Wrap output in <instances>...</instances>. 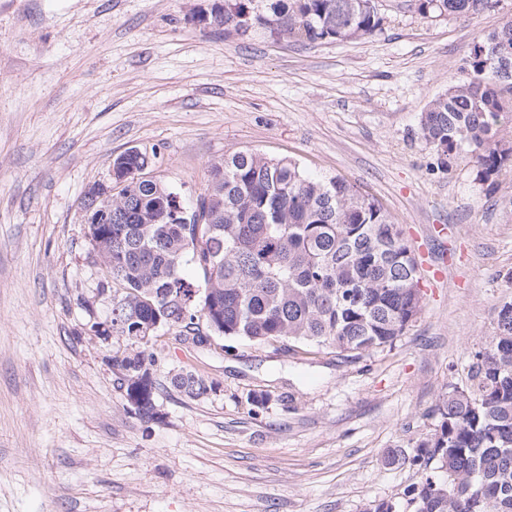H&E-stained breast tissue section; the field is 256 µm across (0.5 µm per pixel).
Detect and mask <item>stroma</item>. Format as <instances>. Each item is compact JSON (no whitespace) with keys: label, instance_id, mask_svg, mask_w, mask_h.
Listing matches in <instances>:
<instances>
[{"label":"stroma","instance_id":"obj_1","mask_svg":"<svg viewBox=\"0 0 512 512\" xmlns=\"http://www.w3.org/2000/svg\"><path fill=\"white\" fill-rule=\"evenodd\" d=\"M214 0H0V512H364L401 503L433 409L512 301V172L494 190L418 135L512 0L422 18L379 0L359 42L275 41L198 23ZM156 150L182 200L214 162L251 150L341 176L375 197L419 263L422 310L393 348L346 362L217 337L149 348L159 420L130 414L106 361L121 340L79 201L112 157ZM446 271L443 282L432 269ZM215 385L191 399L169 379ZM272 395L252 411L249 393ZM170 384L175 390L190 398H199L214 390L213 382H209L193 367L183 368L173 374Z\"/></svg>","mask_w":512,"mask_h":512}]
</instances>
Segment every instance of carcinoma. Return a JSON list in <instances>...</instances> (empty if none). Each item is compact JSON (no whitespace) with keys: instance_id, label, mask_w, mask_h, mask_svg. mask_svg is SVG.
Segmentation results:
<instances>
[{"instance_id":"1","label":"carcinoma","mask_w":512,"mask_h":512,"mask_svg":"<svg viewBox=\"0 0 512 512\" xmlns=\"http://www.w3.org/2000/svg\"><path fill=\"white\" fill-rule=\"evenodd\" d=\"M489 0H415L424 18L475 15ZM209 23L261 30L276 40L358 41L382 30L376 0H224ZM512 22L478 39L467 76L434 96L419 118L420 139L447 168L466 153L476 180L492 189L512 169V76L498 67ZM145 160L112 158L121 218L87 225L112 294L105 336L131 342L106 356L129 411L157 419L158 358L147 351L161 331L205 345L213 336L330 350L356 360L391 348L421 310L417 260L399 225L346 179L308 176L291 158L239 151L212 166L195 202L140 177ZM193 276L185 274V266ZM467 383L439 398L438 423L413 455L387 450L388 466L409 464L419 482L401 512H512V301L503 303L491 342L475 351ZM170 385L190 398L214 390L193 368Z\"/></svg>"}]
</instances>
